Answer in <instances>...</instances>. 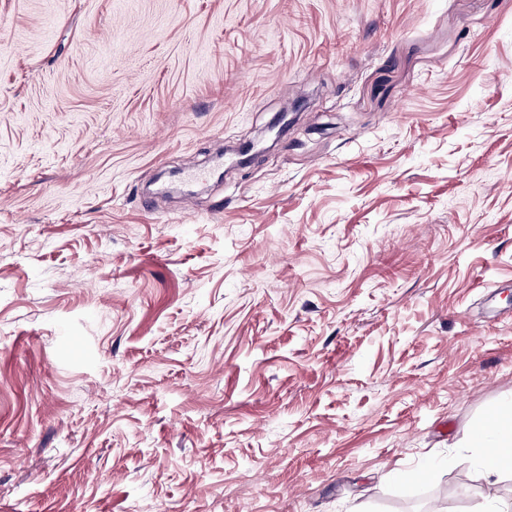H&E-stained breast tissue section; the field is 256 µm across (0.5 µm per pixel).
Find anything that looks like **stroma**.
<instances>
[{
	"label": "stroma",
	"mask_w": 512,
	"mask_h": 512,
	"mask_svg": "<svg viewBox=\"0 0 512 512\" xmlns=\"http://www.w3.org/2000/svg\"><path fill=\"white\" fill-rule=\"evenodd\" d=\"M511 410L512 0H0V512H489ZM509 418L496 423L481 439L484 448H488L481 463L488 482L502 472H512V417Z\"/></svg>",
	"instance_id": "35a3bbf8"
}]
</instances>
